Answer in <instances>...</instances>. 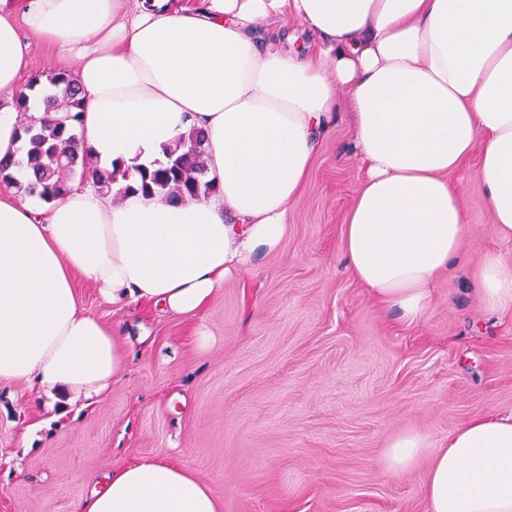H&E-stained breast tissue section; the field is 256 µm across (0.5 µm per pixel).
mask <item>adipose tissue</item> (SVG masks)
Returning a JSON list of instances; mask_svg holds the SVG:
<instances>
[{
  "label": "adipose tissue",
  "instance_id": "obj_1",
  "mask_svg": "<svg viewBox=\"0 0 512 512\" xmlns=\"http://www.w3.org/2000/svg\"><path fill=\"white\" fill-rule=\"evenodd\" d=\"M0 0V159L22 144L32 32L75 52V124L102 166L149 165L190 128L216 193L172 203L93 182L42 208L0 196V382L96 402L128 366L125 342L87 314L77 279L119 310L190 318L226 277L279 249L320 136L348 108L366 169L343 226L356 281L408 324L459 255L468 224L450 176L479 150L476 186L512 241V0ZM295 16L317 39L296 49ZM267 26L258 37V23ZM477 287L512 307V262L486 254ZM429 512H512V415L476 418L438 449ZM73 512H221L191 472L117 468Z\"/></svg>",
  "mask_w": 512,
  "mask_h": 512
}]
</instances>
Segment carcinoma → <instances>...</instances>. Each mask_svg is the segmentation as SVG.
Masks as SVG:
<instances>
[{"label": "carcinoma", "mask_w": 512, "mask_h": 512, "mask_svg": "<svg viewBox=\"0 0 512 512\" xmlns=\"http://www.w3.org/2000/svg\"><path fill=\"white\" fill-rule=\"evenodd\" d=\"M49 83L52 89L43 95V112H66L68 118L77 120L83 98L70 75L59 72ZM20 101L24 110L25 143L18 157L0 160V182L28 196L49 204L61 202L77 174L92 176L97 188L105 194L139 192L147 198L161 196L170 201H184L198 200L215 191V185L206 180L204 134L197 128L166 147L164 159L153 161L149 167L136 166L131 170L115 162L107 169L98 164V157L79 149L75 127L32 117L25 113L26 96L20 95ZM13 168L26 172L27 180L17 181L11 173ZM134 173L138 179L131 184L129 180Z\"/></svg>", "instance_id": "obj_1"}]
</instances>
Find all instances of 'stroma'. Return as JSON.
I'll return each instance as SVG.
<instances>
[{
	"instance_id": "obj_1",
	"label": "stroma",
	"mask_w": 512,
	"mask_h": 512,
	"mask_svg": "<svg viewBox=\"0 0 512 512\" xmlns=\"http://www.w3.org/2000/svg\"><path fill=\"white\" fill-rule=\"evenodd\" d=\"M30 43L27 80L72 69L58 46ZM353 139L340 110L279 250L225 281L197 318L115 310L79 282L85 311L132 338L134 355L90 406L0 383V512H72L113 468L145 459L193 473L221 512H428L435 449L474 418L512 415V309L491 311L476 288L484 256L512 260V241L475 185L471 154L451 176L469 218L462 258L424 318L404 323L342 257L364 175ZM410 433L428 446L392 469L387 448Z\"/></svg>"
}]
</instances>
